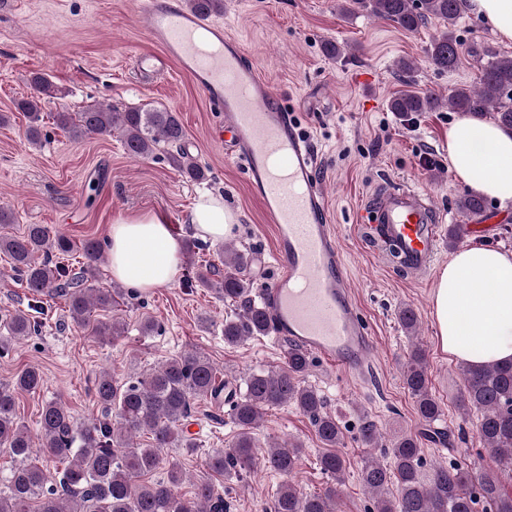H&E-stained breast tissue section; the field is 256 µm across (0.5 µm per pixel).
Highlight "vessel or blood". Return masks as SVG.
Segmentation results:
<instances>
[{
	"instance_id": "vessel-or-blood-1",
	"label": "vessel or blood",
	"mask_w": 512,
	"mask_h": 512,
	"mask_svg": "<svg viewBox=\"0 0 512 512\" xmlns=\"http://www.w3.org/2000/svg\"><path fill=\"white\" fill-rule=\"evenodd\" d=\"M138 12L165 55L222 112L224 140L243 161L249 190L274 226L280 272L263 295L272 333L318 360L364 375L372 332L351 296L316 161L297 122L223 25L181 0H139ZM442 221L415 190L397 183L383 185L357 211L360 228L415 277L431 271Z\"/></svg>"
}]
</instances>
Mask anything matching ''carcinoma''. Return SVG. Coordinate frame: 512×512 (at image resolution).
Listing matches in <instances>:
<instances>
[{
    "label": "carcinoma",
    "mask_w": 512,
    "mask_h": 512,
    "mask_svg": "<svg viewBox=\"0 0 512 512\" xmlns=\"http://www.w3.org/2000/svg\"><path fill=\"white\" fill-rule=\"evenodd\" d=\"M372 16L391 21L413 32L430 18L444 22V29L427 49L431 63L448 70L461 63V41L455 31L458 19L468 10V0H347ZM203 16L224 12V0H187ZM36 94L15 101V109L29 120L28 141L42 142L41 112L45 103L63 94L41 74L32 77ZM448 107L467 112L477 119H491L512 129V57L491 56L482 65L477 85L458 89L446 97L434 92L407 90L395 96L390 109L412 115ZM56 124L75 139L99 135H121L124 149L133 158L157 157L166 151L169 164L187 179L201 183L208 169L182 146L184 128L178 112L170 109L87 106L79 112H59ZM206 245L189 244L187 266L196 281L214 289L231 303L233 314L224 319V342L238 345L245 340L267 336L271 319L263 305L253 298V282L245 276L251 261L249 250L231 246L217 251L224 268L215 263L197 265L195 250ZM102 245L97 240L80 244L43 224H28L19 234L0 235V253L5 255L15 278L25 284L31 300L47 293L65 298L71 322L88 327L101 340L122 333L124 324L92 319L97 309L119 305L125 293L120 288H90L98 273ZM80 253L83 262L74 268L64 256ZM7 335L0 338V354L11 342L37 330V323L21 309L0 317ZM310 359L301 348L288 345L283 365L275 370H256L244 380L245 389L230 405L229 418L237 430L229 448H216L207 458V468L219 477L234 478L257 468L254 430L265 410L294 404L310 420L320 441L327 447L319 458L322 472L334 482L322 494H303L291 482L283 484L273 499V512H337L336 486L344 482L345 459L339 448L344 433L336 417L325 409L319 392L305 383ZM404 384L414 399L418 417L433 423L442 414L428 386L427 368L421 348L411 351L403 371ZM44 385L43 374L26 367L10 379L0 381V447L13 459L5 489H0V512H231V503L202 479L193 496L183 498L175 488L185 480L176 461L168 463L167 478L153 480L163 463L162 451L179 448L187 453L196 444L186 435L184 422L193 416L199 398L215 403L223 399L224 381L215 364L200 352H185L163 361L150 371L119 385L106 371L95 378L94 395L101 417L79 423L68 407L57 400L41 407L38 433L33 435L19 423L16 400L35 395ZM464 406L480 412L482 441L502 468L512 472V362L492 363L464 370ZM140 432L151 435L145 445L129 444ZM366 448L382 444L376 424L365 421L359 430ZM301 445L285 443L271 448L263 464L286 476L292 475L301 459ZM47 456L53 468L38 465L33 458ZM384 464L365 459L362 479L374 501L370 512H476L483 502L490 512H512V494L497 476L474 478L462 465H432L424 471L421 441L403 434L389 446Z\"/></svg>",
    "instance_id": "1"
}]
</instances>
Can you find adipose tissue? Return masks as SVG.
Returning a JSON list of instances; mask_svg holds the SVG:
<instances>
[{
  "instance_id": "adipose-tissue-1",
  "label": "adipose tissue",
  "mask_w": 512,
  "mask_h": 512,
  "mask_svg": "<svg viewBox=\"0 0 512 512\" xmlns=\"http://www.w3.org/2000/svg\"><path fill=\"white\" fill-rule=\"evenodd\" d=\"M448 162L473 194L512 205V130L462 117L448 134ZM190 222L204 242L233 236L238 216L219 194L202 195ZM181 244L165 216L147 212L115 220L108 238L110 272L136 291L171 285ZM433 316L442 349L476 367L512 360V251L471 245L445 266L434 290Z\"/></svg>"
}]
</instances>
